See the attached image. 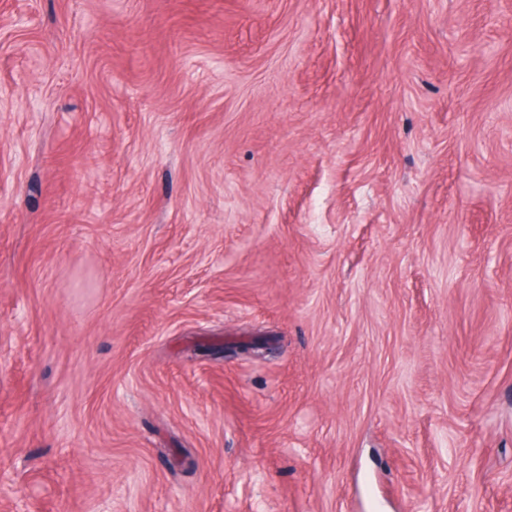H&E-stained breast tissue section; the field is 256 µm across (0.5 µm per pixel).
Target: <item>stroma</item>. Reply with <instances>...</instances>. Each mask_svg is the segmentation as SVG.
Returning <instances> with one entry per match:
<instances>
[{"label":"stroma","mask_w":512,"mask_h":512,"mask_svg":"<svg viewBox=\"0 0 512 512\" xmlns=\"http://www.w3.org/2000/svg\"><path fill=\"white\" fill-rule=\"evenodd\" d=\"M0 512H512V0H0Z\"/></svg>","instance_id":"35a3bbf8"}]
</instances>
